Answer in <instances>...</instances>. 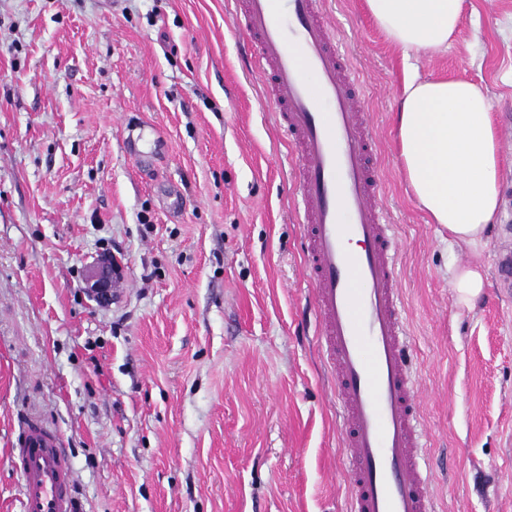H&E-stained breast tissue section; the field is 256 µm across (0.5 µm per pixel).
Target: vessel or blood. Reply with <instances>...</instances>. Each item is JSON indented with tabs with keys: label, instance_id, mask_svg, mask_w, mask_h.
<instances>
[{
	"label": "vessel or blood",
	"instance_id": "1",
	"mask_svg": "<svg viewBox=\"0 0 512 512\" xmlns=\"http://www.w3.org/2000/svg\"><path fill=\"white\" fill-rule=\"evenodd\" d=\"M325 4L239 0L234 19L297 155L298 220L321 346L336 375L351 512H432L396 235L379 211L382 180L371 164L378 138ZM352 241L360 251L347 250ZM12 454L22 475L21 512H73L71 466L53 431L28 425Z\"/></svg>",
	"mask_w": 512,
	"mask_h": 512
}]
</instances>
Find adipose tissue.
Instances as JSON below:
<instances>
[{"mask_svg": "<svg viewBox=\"0 0 512 512\" xmlns=\"http://www.w3.org/2000/svg\"><path fill=\"white\" fill-rule=\"evenodd\" d=\"M388 40L432 56L456 36L464 0H366ZM402 172L431 223L449 238L481 248L499 201V154L491 101L472 82L407 79L396 112Z\"/></svg>", "mask_w": 512, "mask_h": 512, "instance_id": "adipose-tissue-1", "label": "adipose tissue"}]
</instances>
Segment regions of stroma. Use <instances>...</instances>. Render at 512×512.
I'll use <instances>...</instances> for the list:
<instances>
[{
	"label": "stroma",
	"mask_w": 512,
	"mask_h": 512,
	"mask_svg": "<svg viewBox=\"0 0 512 512\" xmlns=\"http://www.w3.org/2000/svg\"><path fill=\"white\" fill-rule=\"evenodd\" d=\"M380 135L435 512H512V297L398 165L408 76L464 77L512 121V0H465L434 57L326 0ZM295 157L230 0H0V512L11 448L56 431L75 512H349ZM112 300L88 295L102 255ZM487 288L458 306L454 266Z\"/></svg>",
	"instance_id": "35a3bbf8"
}]
</instances>
